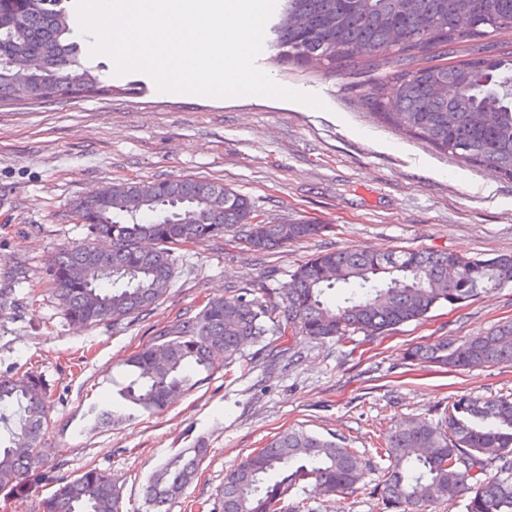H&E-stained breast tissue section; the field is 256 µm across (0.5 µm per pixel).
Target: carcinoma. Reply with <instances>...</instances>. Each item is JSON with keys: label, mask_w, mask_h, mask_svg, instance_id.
Instances as JSON below:
<instances>
[{"label": "carcinoma", "mask_w": 512, "mask_h": 512, "mask_svg": "<svg viewBox=\"0 0 512 512\" xmlns=\"http://www.w3.org/2000/svg\"><path fill=\"white\" fill-rule=\"evenodd\" d=\"M272 44L286 62L330 69L368 68L381 77L362 99L379 122L472 167L512 180V53H475L452 66H419L417 58L480 38L481 12L512 30V0H278ZM61 0H0V103L28 97L54 102L88 94L101 83L71 38ZM92 218L94 242L65 247L49 260L52 294L70 323L118 327L149 314L169 293L175 250L221 238L265 252L316 238L327 225L256 220L251 199L207 178L114 181L79 199ZM512 283V254L487 259L462 250L346 249L299 265L276 294L245 288L181 316L124 362L121 408L93 409L103 423L163 412L198 376L229 367L247 345L276 356V339L308 337L352 344L418 322L434 309H455ZM426 366L460 370L512 365V320L461 342L441 340L409 353ZM50 390L25 372L0 380V492L25 491L55 458L44 435ZM389 466L377 491L397 512H426L468 496L466 512H512V399L461 395L435 424L388 432ZM207 455L205 443L178 450L149 474L145 502L153 512L184 495ZM369 469L343 439L289 429L240 459L224 476L216 512H288L292 491L346 494ZM42 512H123L120 488L97 469L58 482Z\"/></svg>", "instance_id": "1"}]
</instances>
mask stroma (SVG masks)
Wrapping results in <instances>:
<instances>
[{
    "instance_id": "obj_1",
    "label": "stroma",
    "mask_w": 512,
    "mask_h": 512,
    "mask_svg": "<svg viewBox=\"0 0 512 512\" xmlns=\"http://www.w3.org/2000/svg\"><path fill=\"white\" fill-rule=\"evenodd\" d=\"M82 57L103 89L43 104L0 105V379L36 371L51 391L47 442L56 466L37 487L0 495V512H40L59 477L97 468L112 477L127 512H150L143 485L172 449L204 439L198 480L167 512L211 500L224 473L276 433L302 428L345 438L373 470L352 494L307 493L308 512H386L375 488L387 460L379 435L407 421L437 422L454 397L512 395V366L441 372L412 363L409 349L512 320V284L463 310L426 320L356 350L310 338L277 365L245 347L230 371L216 369L164 413L95 426L92 407L115 403L121 362L167 328L239 288L286 287L295 268L326 249L462 250L481 259L512 253V181L406 138L366 112L372 74L278 62L258 66L278 84L322 96L324 109L262 96L215 98L159 91L141 72ZM206 177L248 195L259 220H312L323 236L274 254L224 239L176 251L167 299L119 327L76 330L46 281L47 259L91 241L75 200L115 180Z\"/></svg>"
}]
</instances>
